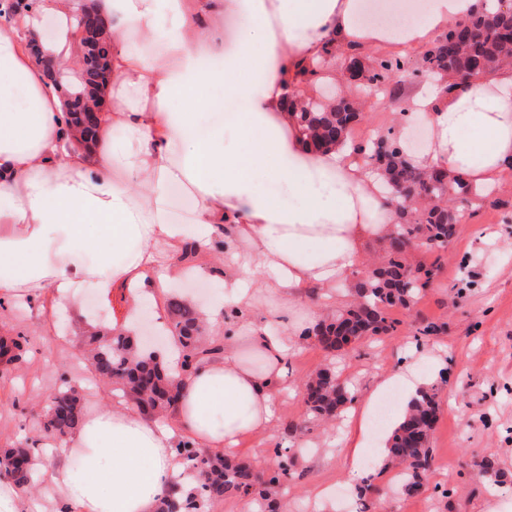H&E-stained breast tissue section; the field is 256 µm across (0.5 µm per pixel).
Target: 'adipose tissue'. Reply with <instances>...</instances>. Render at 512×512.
<instances>
[{
    "label": "adipose tissue",
    "instance_id": "ef3b65f1",
    "mask_svg": "<svg viewBox=\"0 0 512 512\" xmlns=\"http://www.w3.org/2000/svg\"><path fill=\"white\" fill-rule=\"evenodd\" d=\"M86 0H35L24 27L0 23V324L14 304L128 292L116 329L132 331L141 300H160L186 273L219 276L224 293L203 311L230 322L224 352L182 376L175 408L155 419L126 403L91 409L61 449L69 461L48 471L43 494L68 512H159L184 443L234 453L240 439L270 430L274 399L291 392L287 361L305 338L298 308L312 290L335 287L363 265L364 248L396 223L370 166L349 152L318 150L294 119L298 64L327 50L384 44L418 48L469 20L481 0H429L416 15L396 12L367 27L361 0H234L243 14L233 49L217 18L223 0H97L121 12L113 38L137 34L136 49L112 51L100 126L90 149L72 144L63 94L31 60L38 19L60 28L42 55L73 65L79 47L67 22ZM169 18L168 40L153 37ZM235 110L203 125L217 97ZM402 125L426 122L415 165L494 183L512 168V65L480 80L426 78L403 103ZM195 200L189 222L172 219L171 190ZM196 236L193 266L170 250ZM69 261L53 264L52 248ZM264 276L262 288L253 281ZM272 305H265V295ZM402 387L403 402L426 388L411 374L380 377L352 403L345 444L349 479L362 477L359 450L380 396Z\"/></svg>",
    "mask_w": 512,
    "mask_h": 512
}]
</instances>
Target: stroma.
<instances>
[{
  "label": "stroma",
  "mask_w": 512,
  "mask_h": 512,
  "mask_svg": "<svg viewBox=\"0 0 512 512\" xmlns=\"http://www.w3.org/2000/svg\"><path fill=\"white\" fill-rule=\"evenodd\" d=\"M423 259L441 264L426 296L412 310L392 309L397 330L336 357L334 367L360 393L378 377L400 372L402 364L418 365L441 404L432 436L436 463L418 504L408 502L393 473L378 468L381 441L362 448L370 459L366 471L382 492L384 512H512V496L496 491L492 478L480 476L474 466L492 453L512 477V175L500 179L492 200L459 228L447 251ZM126 308L125 291H113L105 303L85 288L74 302L53 306L47 314L37 306L16 309L9 333L27 337L29 356L13 381H0L1 442L34 436L61 379L88 382V371L76 362L87 321H110ZM423 320L443 324V332L418 335ZM305 414L301 394L282 398L274 427L242 440L238 456L270 464L275 460L271 442L296 449L301 476L290 483V500L310 501L314 489L324 488L332 512H360L362 503L347 477L343 418L323 426L306 421Z\"/></svg>",
  "instance_id": "stroma-1"
}]
</instances>
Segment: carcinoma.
I'll use <instances>...</instances> for the list:
<instances>
[{"mask_svg":"<svg viewBox=\"0 0 512 512\" xmlns=\"http://www.w3.org/2000/svg\"><path fill=\"white\" fill-rule=\"evenodd\" d=\"M468 33L457 36L448 32L425 46L417 55L425 74H458L482 63L494 68L512 61V12L500 8V0H489L484 8L469 19ZM409 61L403 57H383L355 84L359 92L374 93L393 101L398 88L390 78L396 74L405 80ZM66 79L75 76L70 124L84 134L85 117L75 108L86 104L94 93L104 87L108 69L90 62L80 70L57 72ZM362 120V112L352 94L334 93L324 87L319 98L305 102L298 112L300 131L315 147L343 145L353 141L352 131ZM352 151L364 154L365 162L374 166L386 193L396 202L398 222L388 236L389 248L382 260L356 280L350 289L349 306L320 320L307 331L310 340L332 356H343L348 337H371L389 334L398 322L388 310L414 307L430 288L440 272L438 261L427 264L416 259V251H408L397 243L417 241L427 251H441L457 232V225L470 222L476 214L474 201L492 196L491 189H475L463 176L454 178L440 171H428L413 165L402 141L377 136L364 145H352ZM424 186L429 196L417 201L414 190ZM167 306L172 315L170 335L177 337L180 350V372L188 371L206 355L220 351L213 338L205 337L204 322L198 309L187 304L180 295L171 294ZM89 371L100 383L131 400L141 411L152 414L169 409L176 401L174 374L155 361L153 351L143 349L134 354L137 340L130 334L114 333L105 328L86 341ZM28 353V339L17 336L0 341V356L7 367L17 368ZM352 400L347 386L327 365L306 383L304 401L308 418L322 421L335 417ZM84 415L83 396L70 381L64 379L49 398V406L39 423L41 443L60 440L71 433ZM439 416L435 389L420 393L406 417L392 430L387 445L389 463L399 469L401 490L418 495L425 487V475L434 462L431 437ZM45 454L46 448H8L0 452V467L21 485L32 487L39 478L36 471L23 467L18 457L31 458L32 452ZM184 469L178 474V488L166 493L159 512H217L228 499L242 500L257 512H285L284 485L293 476L294 462L279 455L275 467L261 469L250 461L235 459L221 453L207 454L199 448L177 449Z\"/></svg>","mask_w":512,"mask_h":512,"instance_id":"obj_1","label":"carcinoma"}]
</instances>
